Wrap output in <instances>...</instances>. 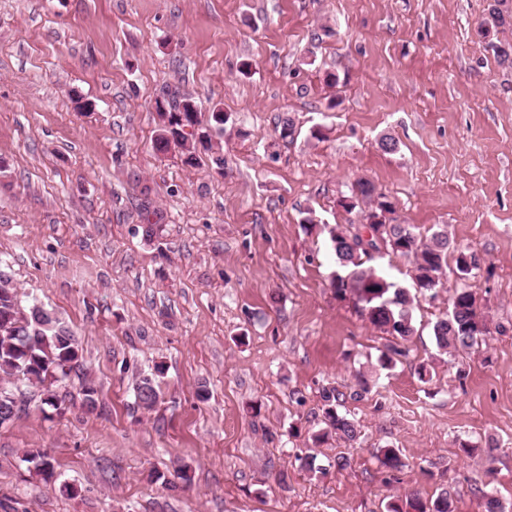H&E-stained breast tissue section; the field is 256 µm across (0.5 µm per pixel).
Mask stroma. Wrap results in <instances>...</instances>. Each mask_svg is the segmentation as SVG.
<instances>
[{
    "instance_id": "obj_1",
    "label": "stroma",
    "mask_w": 512,
    "mask_h": 512,
    "mask_svg": "<svg viewBox=\"0 0 512 512\" xmlns=\"http://www.w3.org/2000/svg\"><path fill=\"white\" fill-rule=\"evenodd\" d=\"M488 4L0 0V262L76 334L98 390L86 411L71 379L63 411L35 398L0 428V512H385L443 489L454 512H485L481 484L512 512V65L477 36ZM167 92L232 114L223 169L155 151ZM361 177L398 223L480 254L477 351L435 346L449 272L417 298L408 357L378 366L387 334L331 286L329 231L356 221L338 201ZM158 364L145 412L134 386ZM361 373L370 392L344 404L359 439L313 447L322 387ZM387 446L401 471L379 466ZM35 449L53 477L25 462ZM309 453L321 472L301 469ZM183 461L190 484L149 482Z\"/></svg>"
}]
</instances>
